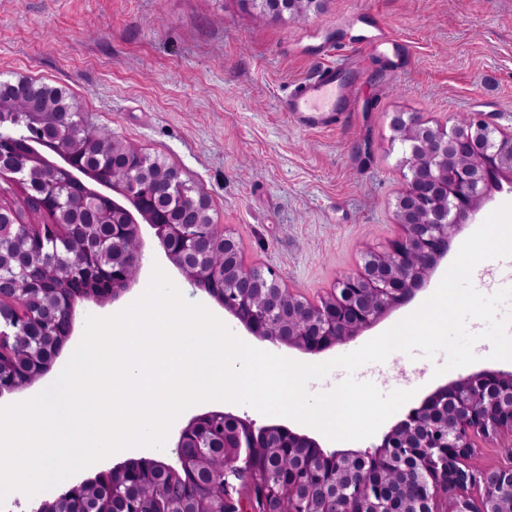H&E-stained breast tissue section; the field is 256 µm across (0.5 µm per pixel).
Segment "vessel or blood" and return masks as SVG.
I'll list each match as a JSON object with an SVG mask.
<instances>
[{"label": "vessel or blood", "instance_id": "b4317fda", "mask_svg": "<svg viewBox=\"0 0 512 512\" xmlns=\"http://www.w3.org/2000/svg\"><path fill=\"white\" fill-rule=\"evenodd\" d=\"M336 67L326 65L309 80L297 86L280 101V107L296 117L308 129L327 128L341 119L339 105H351L355 99V85L340 87L336 83Z\"/></svg>", "mask_w": 512, "mask_h": 512}]
</instances>
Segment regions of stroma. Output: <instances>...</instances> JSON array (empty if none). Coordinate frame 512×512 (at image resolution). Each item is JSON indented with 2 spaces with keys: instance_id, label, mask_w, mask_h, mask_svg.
I'll return each mask as SVG.
<instances>
[{
  "instance_id": "obj_1",
  "label": "stroma",
  "mask_w": 512,
  "mask_h": 512,
  "mask_svg": "<svg viewBox=\"0 0 512 512\" xmlns=\"http://www.w3.org/2000/svg\"><path fill=\"white\" fill-rule=\"evenodd\" d=\"M380 25L396 39L369 49ZM326 40L358 99L311 130L278 101L333 63ZM21 77L178 168L247 263L315 299L397 233L392 113L512 127V0H324L299 21L243 0H0V81Z\"/></svg>"
}]
</instances>
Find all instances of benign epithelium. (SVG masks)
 Masks as SVG:
<instances>
[{"mask_svg":"<svg viewBox=\"0 0 512 512\" xmlns=\"http://www.w3.org/2000/svg\"><path fill=\"white\" fill-rule=\"evenodd\" d=\"M275 16L288 13L302 18L319 8L322 0H246ZM49 132H69L60 164L49 165L36 151L21 149L23 139L0 131V179L20 187L30 210L44 213V224H25L27 234L50 243L71 244L69 212L86 205L89 194L81 190L70 206L54 202L46 185L47 173H66L70 154L86 146V136L72 133L74 108L62 92L43 99ZM391 141L411 148L408 174L395 208L398 234L378 249L368 251L356 270L336 280L330 293L318 300L294 294L272 267L245 263L233 233L213 221L210 201L199 194L182 212L171 216L151 203L157 194L181 181L174 168L156 169L141 152L112 141V170L137 164L141 189L127 182L100 179L106 189L118 192L140 205L138 217L114 201L98 208L95 223L109 224L112 234L92 241L93 266L109 278L102 284L88 282L77 295L65 301L66 317L60 339L69 338L75 325L79 301H116L137 283L145 241L141 225L154 230L166 257L190 284L204 290L236 317L248 333L260 340L321 352L359 336L390 310L408 303L447 255L460 222L475 215L485 202L483 174L488 170L512 173V133L490 126L478 116L450 118L444 122L405 116L395 112L390 121ZM43 185L38 195L30 193V181ZM25 283L0 287V396L23 389L44 376L43 344L33 346L24 378L10 376L14 370L15 344L25 330L44 324L58 308V289L45 292L42 302L31 304L22 297ZM224 428V447H233L230 457L212 463L213 424ZM273 435L279 442L272 454L288 449V473L263 479L254 470L238 465L241 456L261 450L259 436ZM501 440L512 447V371L481 370L460 376L426 395L419 407L396 422L373 453L322 452L318 442L283 425H267L261 432L255 423L223 411L194 416L178 434L175 451L180 469L164 464L172 480L181 472H193L206 490L221 487L218 500L205 495L195 500L170 492L168 507L161 512H512V455L509 464L475 467L476 437ZM372 459L382 473L406 480L408 489L394 508L370 490L352 498L347 482L357 473L361 459ZM112 491L102 493L94 481H83L51 501L39 512H115L119 484L149 486L156 483L152 470L132 467L128 461L111 470Z\"/></svg>","mask_w":512,"mask_h":512,"instance_id":"7a95c632","label":"benign epithelium"}]
</instances>
